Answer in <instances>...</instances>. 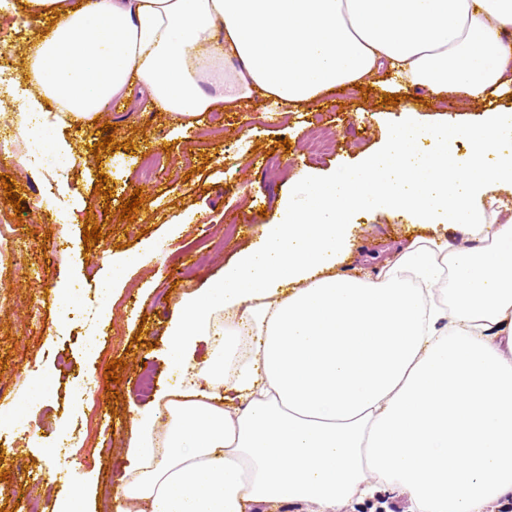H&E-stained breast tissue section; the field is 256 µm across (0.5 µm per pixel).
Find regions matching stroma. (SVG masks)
Masks as SVG:
<instances>
[{
  "label": "stroma",
  "mask_w": 512,
  "mask_h": 512,
  "mask_svg": "<svg viewBox=\"0 0 512 512\" xmlns=\"http://www.w3.org/2000/svg\"><path fill=\"white\" fill-rule=\"evenodd\" d=\"M10 26L0 64L20 74L38 26L0 11ZM384 83L323 95L315 106L288 107L260 97L227 108L216 104L191 128L184 119L136 102L103 113L115 126L113 153L95 159L100 125L66 130L86 165L67 183L49 187L18 164L40 152L33 133L0 148V174L21 199L13 209L0 187V217L16 226V246L0 263V387L11 405L0 411V448L10 450L0 482V512H47L70 495L78 512H115L117 487L130 478L124 448L134 419L159 414L182 379L167 334L186 294L220 279L247 249L261 224L280 217L282 198L300 200L308 183L299 173L342 174L382 146L404 112L421 123L449 121L461 131L452 144L465 157L464 135L486 111L512 110V95L480 103L457 96L427 103L408 88L398 104H384ZM336 137V149L310 162L303 145L313 123ZM107 176L111 198L98 193ZM141 190L132 221L119 207ZM349 252L340 273L375 275L401 244L415 237L464 244L446 224L421 227L390 211H356ZM104 231L83 242V227ZM154 244L151 263L118 266L120 257ZM120 359L117 383L107 364Z\"/></svg>",
  "instance_id": "35a3bbf8"
}]
</instances>
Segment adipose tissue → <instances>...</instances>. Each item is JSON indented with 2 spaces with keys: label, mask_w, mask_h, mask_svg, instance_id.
Returning <instances> with one entry per match:
<instances>
[{
  "label": "adipose tissue",
  "mask_w": 512,
  "mask_h": 512,
  "mask_svg": "<svg viewBox=\"0 0 512 512\" xmlns=\"http://www.w3.org/2000/svg\"><path fill=\"white\" fill-rule=\"evenodd\" d=\"M49 18L25 58L18 131L47 134L55 177L77 161L61 129L114 98L191 116L254 91L289 105L383 74L431 100L512 89V0H20ZM459 128L401 118L385 146L283 200L222 280L182 302L177 354L210 334L238 363H181L188 381L133 425L139 512H251L303 503L343 512L387 485L412 512L512 502V113ZM492 195L491 207L479 197ZM373 206L450 224L465 247L411 240L382 277L336 270L350 219ZM451 279L448 302L435 288ZM225 308L233 323L221 328Z\"/></svg>",
  "instance_id": "ef3b65f1"
}]
</instances>
